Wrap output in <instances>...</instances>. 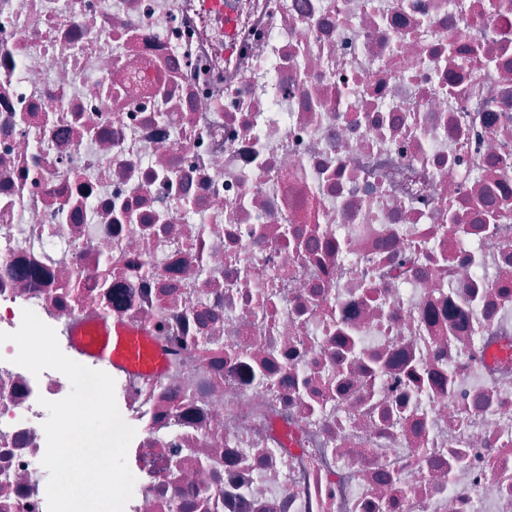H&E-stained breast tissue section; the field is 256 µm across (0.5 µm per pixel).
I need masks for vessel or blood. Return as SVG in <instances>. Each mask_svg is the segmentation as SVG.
Wrapping results in <instances>:
<instances>
[{
	"label": "vessel or blood",
	"instance_id": "b4317fda",
	"mask_svg": "<svg viewBox=\"0 0 512 512\" xmlns=\"http://www.w3.org/2000/svg\"><path fill=\"white\" fill-rule=\"evenodd\" d=\"M67 336L77 355L115 372L159 377L168 365L167 355L151 346L144 329L116 314L78 317L70 323Z\"/></svg>",
	"mask_w": 512,
	"mask_h": 512
}]
</instances>
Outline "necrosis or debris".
I'll use <instances>...</instances> for the list:
<instances>
[{"mask_svg":"<svg viewBox=\"0 0 512 512\" xmlns=\"http://www.w3.org/2000/svg\"><path fill=\"white\" fill-rule=\"evenodd\" d=\"M224 6L0 0V331L33 310L67 354L108 305L170 350L120 385L125 512L206 462L224 512H512V0ZM17 352L0 512H48L70 383Z\"/></svg>","mask_w":512,"mask_h":512,"instance_id":"4bbe7bcc","label":"necrosis or debris"}]
</instances>
